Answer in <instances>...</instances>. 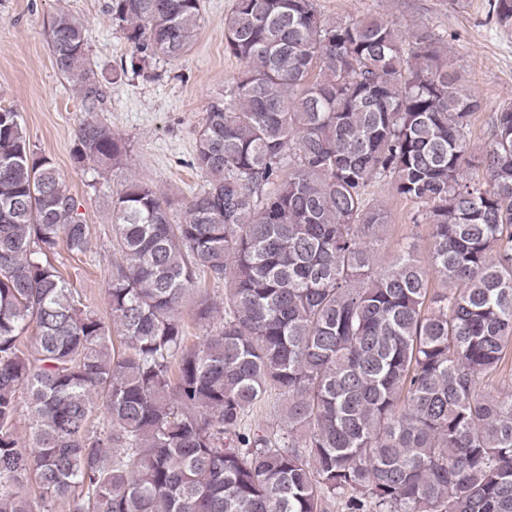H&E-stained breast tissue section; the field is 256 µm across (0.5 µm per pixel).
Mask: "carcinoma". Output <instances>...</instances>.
Wrapping results in <instances>:
<instances>
[{"label":"carcinoma","instance_id":"1","mask_svg":"<svg viewBox=\"0 0 512 512\" xmlns=\"http://www.w3.org/2000/svg\"><path fill=\"white\" fill-rule=\"evenodd\" d=\"M493 12L512 26V0ZM108 13L133 49L117 82L182 58L201 3ZM48 36L96 111L84 23ZM224 52L240 68L197 134L206 183L183 201L133 176L112 199L108 322L51 262L88 250L77 199L0 107V512H512V101L473 155L485 103L442 38L317 0H235ZM72 157L100 171L128 147L91 119ZM382 181L418 205L438 284L412 243L375 265ZM271 389L282 434L247 423Z\"/></svg>","mask_w":512,"mask_h":512}]
</instances>
